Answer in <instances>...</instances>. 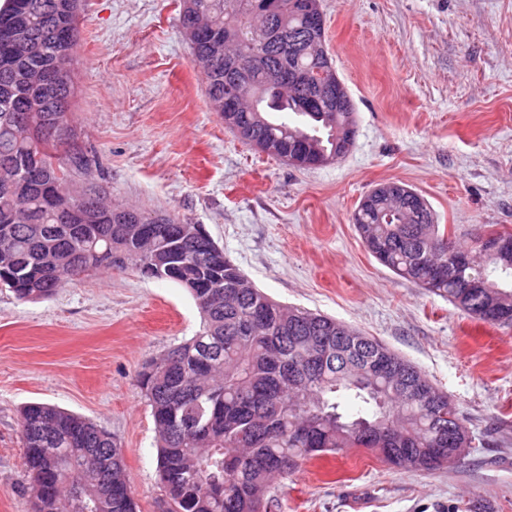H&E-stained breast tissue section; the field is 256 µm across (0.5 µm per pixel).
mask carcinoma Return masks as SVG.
<instances>
[{"label": "carcinoma", "mask_w": 512, "mask_h": 512, "mask_svg": "<svg viewBox=\"0 0 512 512\" xmlns=\"http://www.w3.org/2000/svg\"><path fill=\"white\" fill-rule=\"evenodd\" d=\"M19 37L41 49L25 55L0 44V288L37 301L73 282L78 268L130 269L186 289L202 319L193 337L146 362L137 375L150 407L159 448L166 512H269L274 482L299 462L342 448H366L408 469L444 466L440 456L468 448L469 431L455 404L410 362L352 327L277 302L259 291L200 224L168 216L147 224L138 209L103 200L92 219L60 186L89 168L93 156L77 144L69 108L77 97L70 45L60 34L77 27L83 0H24ZM199 19L200 44L219 63L205 73L207 93L224 124L286 155L337 153L336 131L306 100L321 95L315 75L332 63L327 51L304 50L309 21L292 11L272 17L283 37L264 48L265 68L305 74L287 98L232 109L225 102L224 28L238 37L247 61L252 29L241 0H182ZM32 98L52 100L49 124L27 127ZM406 184L386 181L374 200L352 214L367 250L397 276L443 297L471 317L512 328V251L463 248L434 223L428 204L415 207ZM506 313L490 321L484 309ZM323 350L321 365L310 358ZM25 466L35 512H139L125 474L122 448L110 432L64 409L31 403L20 411Z\"/></svg>", "instance_id": "1"}]
</instances>
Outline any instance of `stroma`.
I'll return each instance as SVG.
<instances>
[{
  "label": "stroma",
  "instance_id": "stroma-1",
  "mask_svg": "<svg viewBox=\"0 0 512 512\" xmlns=\"http://www.w3.org/2000/svg\"><path fill=\"white\" fill-rule=\"evenodd\" d=\"M356 136L332 164L298 169L220 120L179 21L180 0H84L70 113L116 204L203 225L275 301L375 337L446 392L473 442L455 464L399 469L364 448L301 462L275 512H512V329L456 310L382 266L351 221L398 180L466 243L512 231V0H320ZM190 294L130 270L51 298L0 290V512H32L19 411L48 403L122 446L140 512H161L143 362L194 336Z\"/></svg>",
  "mask_w": 512,
  "mask_h": 512
}]
</instances>
